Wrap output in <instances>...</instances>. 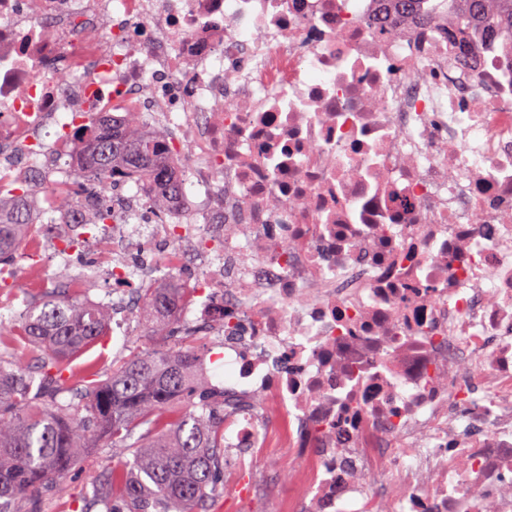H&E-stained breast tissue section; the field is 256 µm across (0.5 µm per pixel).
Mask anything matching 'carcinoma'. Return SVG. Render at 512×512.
Listing matches in <instances>:
<instances>
[{"label": "carcinoma", "mask_w": 512, "mask_h": 512, "mask_svg": "<svg viewBox=\"0 0 512 512\" xmlns=\"http://www.w3.org/2000/svg\"><path fill=\"white\" fill-rule=\"evenodd\" d=\"M486 24V37L512 30V0H453ZM78 146L82 180L56 184L55 211L80 204L87 224L112 223L98 189L120 179L142 183L165 206L181 194L162 160L167 133L145 130L134 115L88 116ZM36 162L29 179L0 194V264L14 262L27 236L30 193L43 181ZM190 289L173 279L163 288L135 289V306L157 340L112 366L105 378L80 376L68 400L64 366L105 341L112 302L92 303L73 291L31 302L10 323L0 321V512H44L64 479L95 449L132 455L92 484L82 512H208L224 497V390L212 386L196 345L173 319ZM43 349L37 370L15 353L18 344ZM200 402H193L194 397Z\"/></svg>", "instance_id": "obj_1"}]
</instances>
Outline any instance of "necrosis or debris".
Segmentation results:
<instances>
[{"label": "necrosis or debris", "instance_id": "1", "mask_svg": "<svg viewBox=\"0 0 512 512\" xmlns=\"http://www.w3.org/2000/svg\"><path fill=\"white\" fill-rule=\"evenodd\" d=\"M93 112L167 126L198 191L118 205L100 266L116 336L201 268L176 319L224 365L236 498L512 512V37L452 0H0V179L75 165L40 133Z\"/></svg>", "mask_w": 512, "mask_h": 512}]
</instances>
